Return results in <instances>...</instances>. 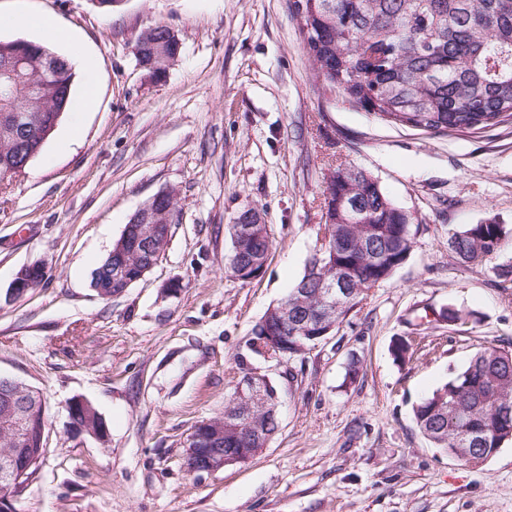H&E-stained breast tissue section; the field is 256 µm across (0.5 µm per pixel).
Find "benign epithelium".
Instances as JSON below:
<instances>
[{
	"label": "benign epithelium",
	"instance_id": "7a95c632",
	"mask_svg": "<svg viewBox=\"0 0 512 512\" xmlns=\"http://www.w3.org/2000/svg\"><path fill=\"white\" fill-rule=\"evenodd\" d=\"M166 194H168L166 190L157 193L132 215L130 226L133 227L135 240L129 241V236L126 235L123 238V243H133L134 250L140 254H147V259L143 260V267L127 282L129 286L142 280L156 265V261L153 260L155 253L166 249L170 225L156 222L158 210L155 206L157 198ZM254 232L255 226L252 224H236L233 229V246L248 242L254 237ZM44 274V267L39 264L23 267L10 285L11 293L15 296L24 295L29 289L40 284ZM349 280L348 269L338 266L336 267V278L333 281H323L318 285L324 308L321 310V316L318 317V323L314 324L307 319L298 323L302 334L309 336L316 343L329 335L335 325L327 323L325 314L329 313L330 309L336 308V303L349 297L350 290L347 288ZM251 346L261 356L279 361L308 350V346L305 344L297 350L288 349V343L284 342L273 329L266 330L263 336L254 339ZM16 386L17 382L6 381L3 389L0 390V398L14 412L15 430L21 434L25 428L23 415L37 408L41 395L37 392L31 393L21 401L19 396L22 395V392L17 390ZM236 403L245 409L243 414L229 418L223 416L217 423L208 419L202 424H196L192 429L187 439V462L190 471H200L199 465L202 463L205 464L207 473L225 468L224 449L202 447V442L205 439L219 444L224 441L226 433L234 434L239 438H248L254 443V447L246 450L240 449L239 462L241 463L258 455L267 447L269 440L265 439L266 425L255 421L253 410L254 406L258 405L266 414L273 417L277 415V394L272 390L269 380L257 373L249 374L236 392ZM19 466L20 462L14 456L3 455L0 457V512H11V503L17 489L18 479L16 476Z\"/></svg>",
	"mask_w": 512,
	"mask_h": 512
}]
</instances>
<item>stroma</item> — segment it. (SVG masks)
Returning <instances> with one entry per match:
<instances>
[{"label": "stroma", "mask_w": 512, "mask_h": 512, "mask_svg": "<svg viewBox=\"0 0 512 512\" xmlns=\"http://www.w3.org/2000/svg\"><path fill=\"white\" fill-rule=\"evenodd\" d=\"M19 9L71 34L98 92L0 184V376L47 402V453L15 512H512V442L474 467L413 420L477 351L512 348V281L448 249L469 224L512 229V123L425 133L346 102L309 68L296 0H0L1 13ZM159 25L179 51L155 74L136 44ZM330 163L370 172L412 214V250L314 348L263 358L252 328L324 246ZM162 190L180 211L167 250L123 295L100 299L89 257L107 255ZM251 208L273 245L264 274L244 283L224 259L230 224ZM33 263L40 285L6 298ZM173 279L179 292L164 294ZM451 307L466 321L448 322ZM400 337L411 345L402 362L391 354ZM254 372L277 391L278 433L247 462L189 472L191 428L222 415ZM75 398L98 410L106 441L74 434Z\"/></svg>", "instance_id": "35a3bbf8"}]
</instances>
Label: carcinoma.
Returning <instances> with one entry per match:
<instances>
[{
	"label": "carcinoma",
	"instance_id": "obj_1",
	"mask_svg": "<svg viewBox=\"0 0 512 512\" xmlns=\"http://www.w3.org/2000/svg\"><path fill=\"white\" fill-rule=\"evenodd\" d=\"M297 14L314 75L352 104L380 119L423 132L480 130L512 121V0H297ZM178 53L175 35L164 27L137 41L140 61L155 73ZM72 66L47 46L0 39V182L28 165L70 104ZM325 182L327 245L308 261L287 296L261 321L277 326L283 304L315 318L314 286L336 266L350 267L356 292L336 310L340 320L375 284L388 278L412 250L409 213L380 183L351 165L333 167ZM512 231L503 224H470L448 238L461 261L487 264L498 257ZM350 244L346 251L336 243ZM381 259L369 262L363 243ZM268 228L259 229L241 251L230 252L227 270L247 278L253 262L269 255ZM112 252L98 259L90 287L115 263ZM313 287L299 303L295 289ZM512 350L485 348L413 407L418 430L436 447L474 448L487 461L512 442ZM70 419L106 436L93 407H72ZM42 418L30 417L22 439H14L0 416V451L22 455L44 447Z\"/></svg>",
	"mask_w": 512,
	"mask_h": 512
}]
</instances>
